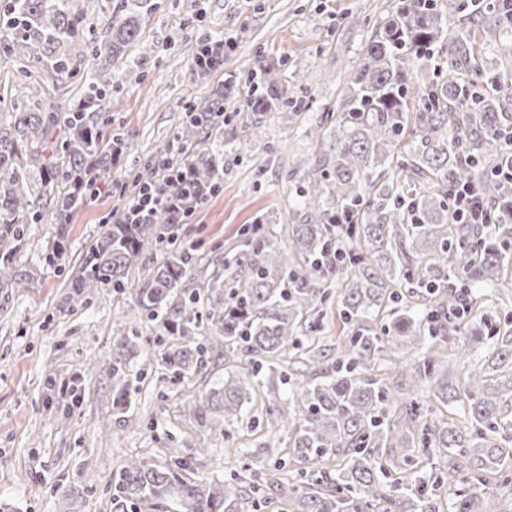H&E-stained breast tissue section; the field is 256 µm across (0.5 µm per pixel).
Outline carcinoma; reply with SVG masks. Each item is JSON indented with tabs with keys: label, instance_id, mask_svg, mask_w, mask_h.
<instances>
[{
	"label": "carcinoma",
	"instance_id": "obj_1",
	"mask_svg": "<svg viewBox=\"0 0 512 512\" xmlns=\"http://www.w3.org/2000/svg\"><path fill=\"white\" fill-rule=\"evenodd\" d=\"M138 15L117 11L96 57L123 59L138 42ZM81 22L67 0H10L0 16V57L33 59L47 79L68 74L85 55ZM482 45L512 59V0H396L345 88L324 164L303 175L304 220L288 225V244L260 218L209 275L191 269L178 248L183 211L224 185V147L237 149L231 139L186 164L182 210L159 207L112 224L86 253L70 299L83 305L96 290L131 289L136 311L153 323L152 335L113 344L115 408H124L130 350L140 344L181 382L210 365L249 364L202 395H177L181 416L202 425L242 420L258 386L290 387L288 399L265 407L266 422L288 429L293 469L285 476L278 477L281 462L261 476L237 447L227 475L196 481L190 460L212 449L166 448L159 459L134 455L112 472L110 512H168L173 503L178 512H258L279 497L290 512H442L434 491L450 478L451 512H481L484 497L512 491V313L493 325L471 296L463 315L451 316L460 310V283H503L512 269V233L458 224L451 206L465 183L504 213L512 205V180L493 174L502 151L492 144L495 132L512 131V70L480 67ZM250 78L257 91L238 113L245 131L286 104L287 69L258 65ZM114 80L107 67L87 68L84 99L68 112L44 110L37 85L16 90L13 121L0 127V289L38 274L19 265L15 251L41 203L52 202L61 218L39 257L53 268L68 216L93 179L112 174L109 157L122 143L103 148L99 102ZM222 113L220 97L192 105L177 139L191 145ZM160 251L165 260L131 288L134 262ZM343 279L337 305L345 321L385 312L394 319L357 330L330 362L310 316L330 298L326 283ZM487 334L493 347L471 363L469 349ZM436 337L457 338L456 366L441 368L430 344ZM439 406L460 413L464 426ZM427 463L430 490L416 476Z\"/></svg>",
	"mask_w": 512,
	"mask_h": 512
}]
</instances>
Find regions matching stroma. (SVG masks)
Instances as JSON below:
<instances>
[{"label":"stroma","instance_id":"stroma-1","mask_svg":"<svg viewBox=\"0 0 512 512\" xmlns=\"http://www.w3.org/2000/svg\"><path fill=\"white\" fill-rule=\"evenodd\" d=\"M121 0H69L84 11L82 33L89 50L78 69L92 65L105 28ZM151 9L128 63L116 73L112 94L104 98L103 133L127 143L112 159V175L98 179L70 219L61 268L47 269L35 282L0 291V512H68L70 496L88 475H100L84 512H109V478L133 453L202 442L213 457L196 465L208 481L223 476L217 459L226 438L253 450L258 471L287 459V434L266 447L267 422H242L232 432L201 428L179 415L167 393L165 368L138 348L130 373L131 412L140 426L122 427L112 406V345L124 337L150 335V323L134 315L132 297L96 292L84 306L69 300L70 286L84 272L83 257L120 215L124 200L146 174L151 155L172 144L185 108L225 94L227 109L247 95L252 66L287 60L304 75L307 89L297 114L268 113L262 131L224 155V186L189 217L180 249L191 265L214 267L238 238L243 225L258 217L278 221L277 238L287 242L284 225L297 197L300 168L318 163L332 135L345 82L362 61L370 32L392 11V0H150ZM233 40L223 66L196 73L186 47L207 38ZM41 67L0 60V124L11 120L15 87L39 80ZM232 91H225V81ZM42 219L24 227L23 264H37L59 221L52 204Z\"/></svg>","mask_w":512,"mask_h":512}]
</instances>
